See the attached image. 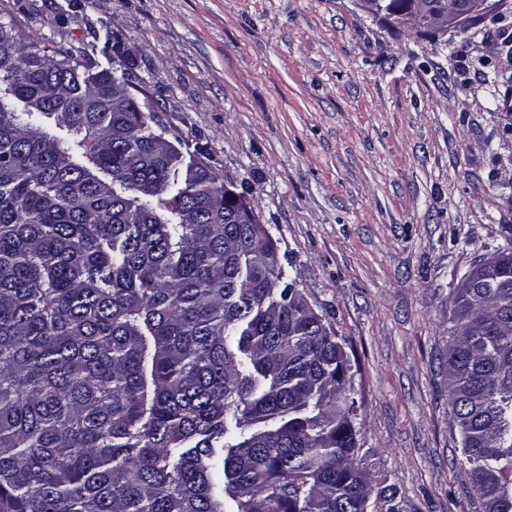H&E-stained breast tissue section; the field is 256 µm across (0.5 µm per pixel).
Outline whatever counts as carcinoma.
<instances>
[{
  "label": "carcinoma",
  "mask_w": 512,
  "mask_h": 512,
  "mask_svg": "<svg viewBox=\"0 0 512 512\" xmlns=\"http://www.w3.org/2000/svg\"><path fill=\"white\" fill-rule=\"evenodd\" d=\"M84 52L0 26V512H399L347 357L234 195ZM453 297L448 403L512 512V251Z\"/></svg>",
  "instance_id": "cac0c4a2"
}]
</instances>
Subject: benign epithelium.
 Wrapping results in <instances>:
<instances>
[{
  "label": "benign epithelium",
  "instance_id": "obj_1",
  "mask_svg": "<svg viewBox=\"0 0 512 512\" xmlns=\"http://www.w3.org/2000/svg\"><path fill=\"white\" fill-rule=\"evenodd\" d=\"M503 0H413L411 8L399 15L400 23L422 33L445 35L451 28H462L481 20ZM234 224H260V215L253 202L239 196V205L231 217Z\"/></svg>",
  "mask_w": 512,
  "mask_h": 512
}]
</instances>
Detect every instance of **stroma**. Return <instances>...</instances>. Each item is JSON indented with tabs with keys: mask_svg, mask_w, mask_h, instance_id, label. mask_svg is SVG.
Here are the masks:
<instances>
[{
	"mask_svg": "<svg viewBox=\"0 0 512 512\" xmlns=\"http://www.w3.org/2000/svg\"><path fill=\"white\" fill-rule=\"evenodd\" d=\"M507 3L428 39L359 0H0L16 33L141 87L253 199L345 348L356 462L400 512H474L442 359L456 285L512 243Z\"/></svg>",
	"mask_w": 512,
	"mask_h": 512,
	"instance_id": "stroma-1",
	"label": "stroma"
}]
</instances>
